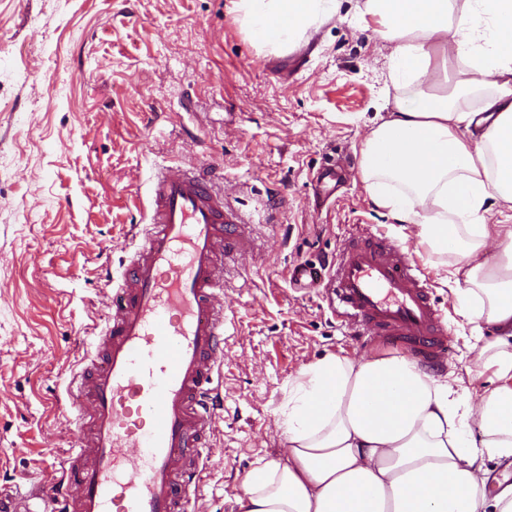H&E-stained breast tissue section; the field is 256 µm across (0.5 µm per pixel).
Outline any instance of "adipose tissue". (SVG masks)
<instances>
[{"label": "adipose tissue", "mask_w": 512, "mask_h": 512, "mask_svg": "<svg viewBox=\"0 0 512 512\" xmlns=\"http://www.w3.org/2000/svg\"><path fill=\"white\" fill-rule=\"evenodd\" d=\"M268 51L297 43L338 0H238ZM359 22L393 43L398 95L360 146L373 203L453 258L459 304L498 334L475 344L488 386L406 357L330 355L304 368L282 413L288 459L248 476L243 512H512V0H363ZM497 261L487 264L489 245ZM480 431L471 439L470 427Z\"/></svg>", "instance_id": "adipose-tissue-1"}]
</instances>
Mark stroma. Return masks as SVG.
Wrapping results in <instances>:
<instances>
[{"label": "stroma", "instance_id": "obj_1", "mask_svg": "<svg viewBox=\"0 0 512 512\" xmlns=\"http://www.w3.org/2000/svg\"><path fill=\"white\" fill-rule=\"evenodd\" d=\"M235 2L0 0V484H48L76 445L67 384L105 326V279L129 260L157 165L222 169L255 223L224 269V409L191 512H242L250 472L286 459L280 410L303 368L393 356L338 326L325 288L290 279L350 233L385 231L432 279L453 340L438 374L474 364L488 327L460 314L447 256L361 180L360 144L395 94L391 43L355 22L361 0H338L273 54Z\"/></svg>", "mask_w": 512, "mask_h": 512}]
</instances>
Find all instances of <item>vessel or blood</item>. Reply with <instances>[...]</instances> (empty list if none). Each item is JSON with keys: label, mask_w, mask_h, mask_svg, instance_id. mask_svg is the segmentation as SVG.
Wrapping results in <instances>:
<instances>
[{"label": "vessel or blood", "mask_w": 512, "mask_h": 512, "mask_svg": "<svg viewBox=\"0 0 512 512\" xmlns=\"http://www.w3.org/2000/svg\"><path fill=\"white\" fill-rule=\"evenodd\" d=\"M218 179L211 167L157 168L106 328L67 388L90 430L48 485L0 488V512H188L222 409L213 382L224 366V265L252 247L251 222ZM292 276L327 281L356 335L381 337L423 367L447 359L434 286L385 234L349 236L330 279L309 264Z\"/></svg>", "instance_id": "1"}]
</instances>
